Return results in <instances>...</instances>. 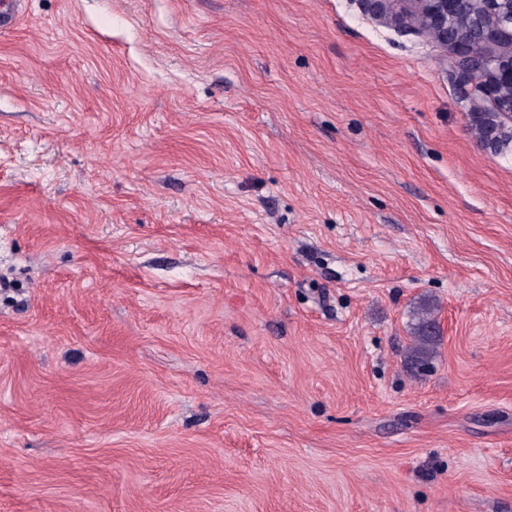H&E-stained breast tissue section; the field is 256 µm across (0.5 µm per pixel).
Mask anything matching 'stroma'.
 Instances as JSON below:
<instances>
[{
	"instance_id": "35a3bbf8",
	"label": "stroma",
	"mask_w": 512,
	"mask_h": 512,
	"mask_svg": "<svg viewBox=\"0 0 512 512\" xmlns=\"http://www.w3.org/2000/svg\"><path fill=\"white\" fill-rule=\"evenodd\" d=\"M471 107L360 0H25L0 512H512V143ZM417 342L415 352L417 358L428 356L439 341V330L430 306H424L418 312Z\"/></svg>"
}]
</instances>
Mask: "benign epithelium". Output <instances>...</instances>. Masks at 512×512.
I'll return each mask as SVG.
<instances>
[{"instance_id":"obj_1","label":"benign epithelium","mask_w":512,"mask_h":512,"mask_svg":"<svg viewBox=\"0 0 512 512\" xmlns=\"http://www.w3.org/2000/svg\"><path fill=\"white\" fill-rule=\"evenodd\" d=\"M430 35L454 55L463 97L483 96L512 119V0H363Z\"/></svg>"}]
</instances>
